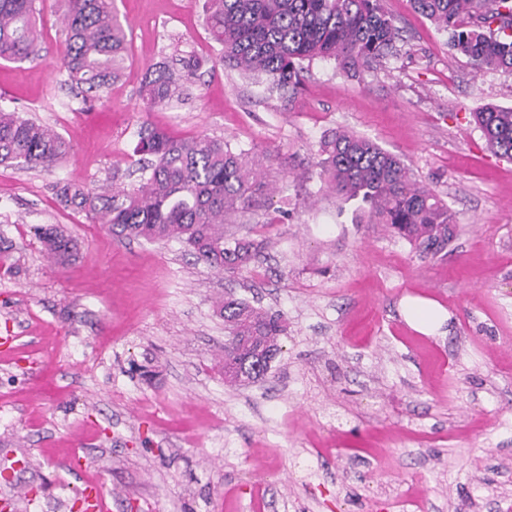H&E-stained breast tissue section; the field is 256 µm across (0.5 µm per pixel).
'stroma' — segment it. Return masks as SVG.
I'll return each mask as SVG.
<instances>
[{"instance_id":"35a3bbf8","label":"stroma","mask_w":512,"mask_h":512,"mask_svg":"<svg viewBox=\"0 0 512 512\" xmlns=\"http://www.w3.org/2000/svg\"><path fill=\"white\" fill-rule=\"evenodd\" d=\"M129 40L109 96L83 103L59 67L58 0H36L41 56L0 61V98L68 138L55 167L0 166V461L31 468L36 512H71L82 478L111 512H512V160L474 114L512 106V75L475 74L410 0H382L399 57L359 76L316 60L291 100L216 64L199 0H115ZM202 59L182 103L146 105L147 72L173 51ZM400 157L447 201L448 252L425 258L324 188L336 128ZM206 136L263 157L267 188L228 228L260 242L219 272L175 241L113 237L55 186L138 187V133ZM56 225L78 257L55 264ZM232 296L287 327L269 372L225 384ZM448 314L432 335L406 299ZM87 457L85 475L62 464ZM46 252L55 263L67 265L77 253V242L55 225L38 227Z\"/></svg>"}]
</instances>
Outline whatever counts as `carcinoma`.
<instances>
[{
	"label": "carcinoma",
	"instance_id": "carcinoma-1",
	"mask_svg": "<svg viewBox=\"0 0 512 512\" xmlns=\"http://www.w3.org/2000/svg\"><path fill=\"white\" fill-rule=\"evenodd\" d=\"M36 0H0V59L25 61L40 53ZM413 7L448 34V46L478 73L512 75V0H411ZM67 28L62 67L83 101L99 100L121 76L128 43L115 0H61ZM205 23L218 45L219 62L263 80L269 95L289 100L300 85L303 63L333 59L346 73L375 69L402 52L399 30L381 0H204ZM167 63L141 89L149 104L182 96L201 62L181 57ZM488 149L512 159V107L475 113ZM71 143L53 129L0 106V164L50 168L70 154ZM135 153L151 156L132 192L94 194L69 183L57 186L67 207L85 211L116 236L178 241L218 270L248 265L260 244L224 233L227 218L265 184L246 150L222 140H178L161 130L139 133ZM317 165L327 187L355 205L358 223L381 224L434 258L448 248L455 217L448 204L412 178L403 162L373 141L349 131L321 142ZM46 252L66 265L77 242L55 225L37 228ZM227 336L224 383H249L270 366L279 349L280 319L244 300L219 306Z\"/></svg>",
	"mask_w": 512,
	"mask_h": 512
}]
</instances>
